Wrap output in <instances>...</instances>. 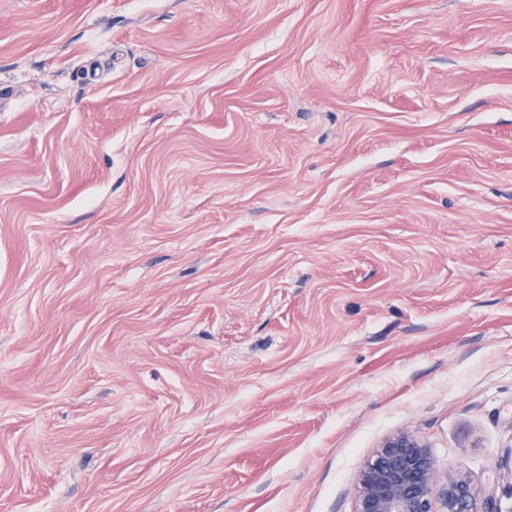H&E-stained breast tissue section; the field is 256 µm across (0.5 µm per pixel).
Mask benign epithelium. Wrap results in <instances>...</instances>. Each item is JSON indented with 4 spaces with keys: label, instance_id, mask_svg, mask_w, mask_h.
Masks as SVG:
<instances>
[{
    "label": "benign epithelium",
    "instance_id": "benign-epithelium-1",
    "mask_svg": "<svg viewBox=\"0 0 512 512\" xmlns=\"http://www.w3.org/2000/svg\"><path fill=\"white\" fill-rule=\"evenodd\" d=\"M436 459L417 435L402 430L386 437L358 475L355 512H512L494 488L478 500L470 473L448 469L440 489L441 510L433 507Z\"/></svg>",
    "mask_w": 512,
    "mask_h": 512
}]
</instances>
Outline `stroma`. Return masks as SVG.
<instances>
[{
    "mask_svg": "<svg viewBox=\"0 0 512 512\" xmlns=\"http://www.w3.org/2000/svg\"><path fill=\"white\" fill-rule=\"evenodd\" d=\"M401 430L512 491V0H0V512H354Z\"/></svg>",
    "mask_w": 512,
    "mask_h": 512,
    "instance_id": "35a3bbf8",
    "label": "stroma"
}]
</instances>
